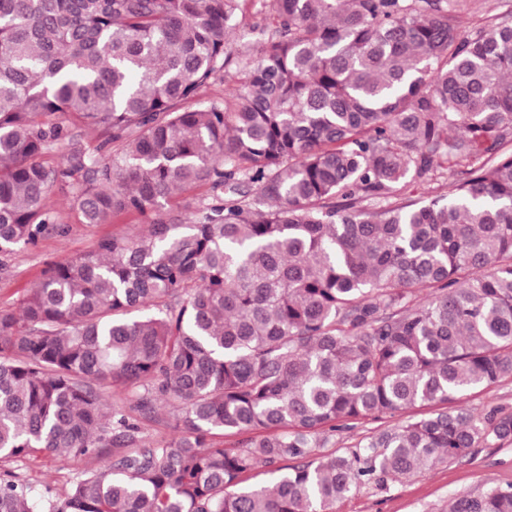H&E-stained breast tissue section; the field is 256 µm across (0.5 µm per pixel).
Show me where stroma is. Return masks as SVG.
<instances>
[{
  "label": "stroma",
  "mask_w": 512,
  "mask_h": 512,
  "mask_svg": "<svg viewBox=\"0 0 512 512\" xmlns=\"http://www.w3.org/2000/svg\"><path fill=\"white\" fill-rule=\"evenodd\" d=\"M256 17L246 11L230 41L235 49L222 80L205 88L192 101L195 109L213 102H223L227 86L233 85L238 69L255 57L257 45L250 32ZM71 188L55 186L48 204L53 208L67 231L50 235L36 247L19 251L9 257L6 268L0 269V310L15 311L27 291L41 278L51 263L72 258L89 250L99 239L141 229L137 215H122L108 224L76 223L69 204ZM460 405L477 416H487L499 409L512 411V379L506 378L487 389H477L463 396ZM92 460L44 455L15 464L14 469L37 491L52 490L61 494L70 480L92 468ZM512 484V445L501 448H477L468 457L454 463L440 464L409 479L390 484L379 491L370 487L337 502L336 512H446L449 501L457 494L474 492L485 483Z\"/></svg>",
  "instance_id": "obj_1"
}]
</instances>
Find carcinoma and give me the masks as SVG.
I'll return each instance as SVG.
<instances>
[{
	"label": "carcinoma",
	"instance_id": "1",
	"mask_svg": "<svg viewBox=\"0 0 512 512\" xmlns=\"http://www.w3.org/2000/svg\"><path fill=\"white\" fill-rule=\"evenodd\" d=\"M468 2L0 0V267L65 231L59 183L78 224L147 225L0 310V462H98L47 497L1 466L0 512H336L512 444V413L456 406L512 378V8L465 30ZM254 7L224 104L182 108ZM197 186L185 224L164 203ZM158 401L171 440L143 435ZM448 512H512V484ZM440 195H448V175L438 178L437 180L408 187L399 194L398 201L432 198ZM396 423V419L384 418L381 420H361L350 424V428L342 432L336 433L332 443H335L333 448L339 449V452L345 451L346 448H353L360 442H365L378 429L392 426Z\"/></svg>",
	"mask_w": 512,
	"mask_h": 512
}]
</instances>
